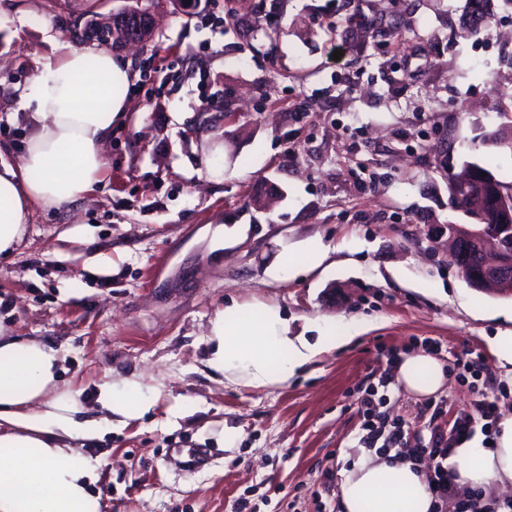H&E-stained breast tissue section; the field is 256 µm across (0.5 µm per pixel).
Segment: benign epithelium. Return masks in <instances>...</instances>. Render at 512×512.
<instances>
[{
	"label": "benign epithelium",
	"instance_id": "benign-epithelium-1",
	"mask_svg": "<svg viewBox=\"0 0 512 512\" xmlns=\"http://www.w3.org/2000/svg\"><path fill=\"white\" fill-rule=\"evenodd\" d=\"M120 43L139 45L145 33L134 28L139 18L130 14L115 18ZM448 183L475 186L471 204L464 212L470 224H448L447 253L463 261V279L472 288L491 290L512 296V189L505 191L496 184V176L482 174L481 166L472 164L462 173H448ZM495 209L494 224L484 220L485 198Z\"/></svg>",
	"mask_w": 512,
	"mask_h": 512
}]
</instances>
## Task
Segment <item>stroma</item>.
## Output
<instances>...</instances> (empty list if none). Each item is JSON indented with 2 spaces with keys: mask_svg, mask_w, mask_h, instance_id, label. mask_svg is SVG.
Instances as JSON below:
<instances>
[{
  "mask_svg": "<svg viewBox=\"0 0 512 512\" xmlns=\"http://www.w3.org/2000/svg\"><path fill=\"white\" fill-rule=\"evenodd\" d=\"M139 3L157 25L114 51L133 80L103 174L68 207L35 209L0 257V325L58 349L64 387L90 403L135 379L157 396L91 450L100 512H339L342 471L377 454L355 404L368 389L385 396L380 421L404 422L391 449L405 457L480 396L511 416L494 339L512 331V296L468 286L426 229L467 221L449 171L512 181V5L485 0L474 29L469 0H0V159L29 133L18 87L58 43L96 47L87 27ZM311 242L322 265L274 275ZM234 303L277 308L310 339L360 333L254 389L206 364L211 321ZM427 341L447 375L436 411L392 361ZM183 448L207 465L184 470Z\"/></svg>",
  "mask_w": 512,
  "mask_h": 512,
  "instance_id": "stroma-1",
  "label": "stroma"
}]
</instances>
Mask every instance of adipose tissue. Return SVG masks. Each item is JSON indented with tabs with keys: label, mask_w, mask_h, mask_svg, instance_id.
<instances>
[{
	"label": "adipose tissue",
	"mask_w": 512,
	"mask_h": 512,
	"mask_svg": "<svg viewBox=\"0 0 512 512\" xmlns=\"http://www.w3.org/2000/svg\"><path fill=\"white\" fill-rule=\"evenodd\" d=\"M131 79L109 49L63 44L19 91L30 134L16 162L0 164V254L20 244L34 207L68 205L99 180ZM210 338V370L263 388L286 382L354 335L330 332L312 342L291 335L275 308L233 305L216 313ZM59 376L58 350L0 329V512H99L92 487L100 462L84 446L112 428L114 417L138 418L149 403L138 382H126L121 394L104 383L100 411L88 416L80 391L61 389ZM398 380L426 396L443 387L446 375L438 360L415 353L402 359ZM452 462L460 490L512 484V417L501 422L494 447L467 442ZM339 497L343 512H431L433 505L419 466L392 454L360 459L342 473Z\"/></svg>",
	"instance_id": "1"
}]
</instances>
